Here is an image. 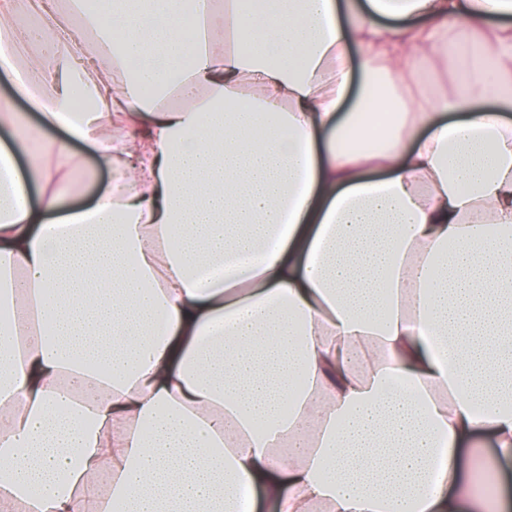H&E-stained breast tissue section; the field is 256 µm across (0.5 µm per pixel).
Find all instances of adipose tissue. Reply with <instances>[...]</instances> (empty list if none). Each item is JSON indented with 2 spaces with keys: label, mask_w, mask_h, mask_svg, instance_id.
I'll return each instance as SVG.
<instances>
[{
  "label": "adipose tissue",
  "mask_w": 512,
  "mask_h": 512,
  "mask_svg": "<svg viewBox=\"0 0 512 512\" xmlns=\"http://www.w3.org/2000/svg\"><path fill=\"white\" fill-rule=\"evenodd\" d=\"M82 3L0 0V67L33 49L66 131L0 178V512H481L462 442L512 469V0ZM76 140L112 173L87 209ZM474 444L478 445L481 448L483 455V458L474 464L475 469L480 475L481 472L483 471V463H487L494 458L495 449L491 442V439L488 436L481 433L476 434L469 444L462 446L464 448L462 450V457L468 466L472 464V461L469 454V450L467 448L473 447Z\"/></svg>",
  "instance_id": "adipose-tissue-1"
}]
</instances>
